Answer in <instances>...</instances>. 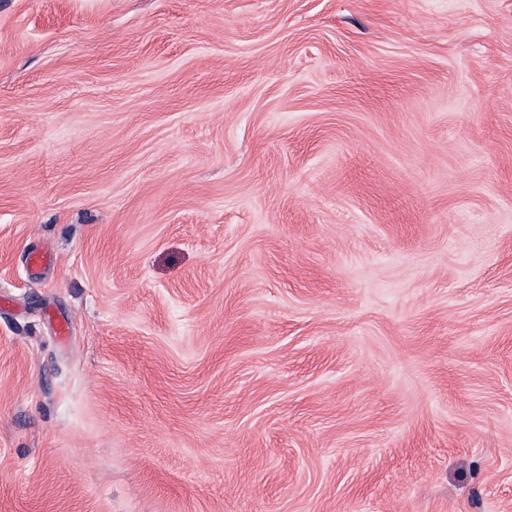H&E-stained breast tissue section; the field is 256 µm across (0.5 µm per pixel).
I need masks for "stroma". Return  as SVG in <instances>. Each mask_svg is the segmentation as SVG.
Segmentation results:
<instances>
[{
  "label": "stroma",
  "instance_id": "obj_1",
  "mask_svg": "<svg viewBox=\"0 0 512 512\" xmlns=\"http://www.w3.org/2000/svg\"><path fill=\"white\" fill-rule=\"evenodd\" d=\"M0 512H512V0H0Z\"/></svg>",
  "mask_w": 512,
  "mask_h": 512
}]
</instances>
